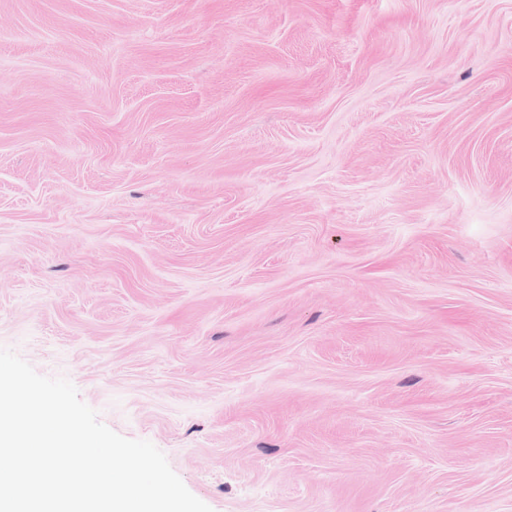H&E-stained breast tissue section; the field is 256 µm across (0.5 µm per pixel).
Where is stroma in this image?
<instances>
[{"instance_id": "stroma-1", "label": "stroma", "mask_w": 512, "mask_h": 512, "mask_svg": "<svg viewBox=\"0 0 512 512\" xmlns=\"http://www.w3.org/2000/svg\"><path fill=\"white\" fill-rule=\"evenodd\" d=\"M0 347L213 512H512V0H0Z\"/></svg>"}]
</instances>
